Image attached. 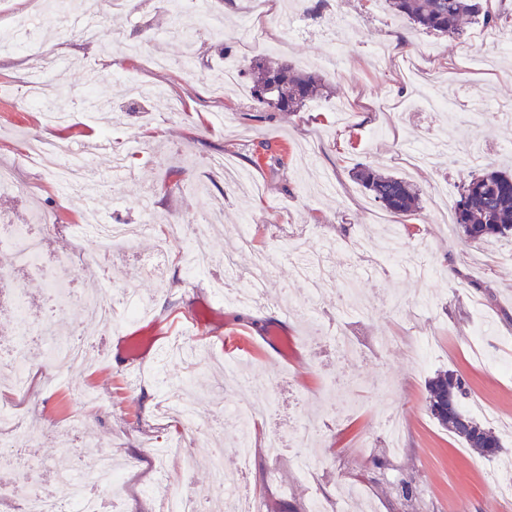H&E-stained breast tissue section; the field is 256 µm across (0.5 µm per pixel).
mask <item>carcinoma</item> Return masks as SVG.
<instances>
[{
	"instance_id": "1",
	"label": "carcinoma",
	"mask_w": 512,
	"mask_h": 512,
	"mask_svg": "<svg viewBox=\"0 0 512 512\" xmlns=\"http://www.w3.org/2000/svg\"><path fill=\"white\" fill-rule=\"evenodd\" d=\"M391 12L408 20L413 28L442 36L457 37L462 24L481 20L487 28H497L502 13L491 0H386ZM248 75L254 102L262 110L299 112L319 96L322 78L298 70L286 62L254 59ZM353 178L369 192L374 202L399 216L420 213L419 190L412 180L395 174H382L360 166ZM453 224L462 241L477 242L512 238V174L483 168L464 184L453 211ZM469 384L460 374L440 371L427 383V407L438 424L466 447L492 459L504 451L500 435L472 416L465 399Z\"/></svg>"
}]
</instances>
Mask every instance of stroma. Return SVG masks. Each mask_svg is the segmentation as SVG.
<instances>
[{
	"label": "stroma",
	"instance_id": "obj_1",
	"mask_svg": "<svg viewBox=\"0 0 512 512\" xmlns=\"http://www.w3.org/2000/svg\"><path fill=\"white\" fill-rule=\"evenodd\" d=\"M208 26L176 31L159 0H97L101 41L63 30L57 15L38 11L37 0H0V24L35 13L31 49L0 54V165L16 168L27 195L0 196V225L20 224L32 211L46 260L86 258L77 290L99 288L101 277L134 289L147 300V318L166 336V350L147 356L135 375L125 360L109 355L102 340L88 346L80 371H63L31 345L33 389L22 400L0 394V407L26 412L35 444L16 467H0V483L17 497L46 488L49 465L73 447L72 416L83 418L97 448L125 468L121 497L108 512H163L152 488L189 483L209 505L220 504L208 464L216 449L224 466L239 465L238 427L225 422V404L271 401L251 428L249 467L255 503L262 512H308L321 495L329 512L351 504L353 512H512L497 486H512V375L499 361L512 359V241L461 243L451 211L435 206L434 188L456 202L474 166L460 157L416 169L405 162L409 137L446 138L476 148L482 164L512 168V56L492 70L476 69L474 57L496 55V37L474 24L457 38L424 33L386 10L382 0H327L320 14L298 12L287 28L290 0H208ZM341 24L351 35L341 58H333L323 27ZM55 66L45 92L69 101L73 115L48 123L35 105L23 104L27 80L44 58ZM285 60L319 74L323 97L302 111L262 112L245 78L221 84L225 67L244 70L256 58ZM160 87L154 98H131L129 82ZM42 136L88 155L85 174L98 200L63 188L26 161L30 137ZM108 143L109 152L99 149ZM221 157L245 170V184L226 182L210 166ZM359 163L411 179L422 211L412 220L386 212L352 176ZM103 224H138L152 215V233L134 247L105 254L85 230L88 213ZM213 223L205 246L211 266L184 255L188 242L166 239L167 224ZM252 224L253 250L278 256L259 303L240 304L253 250L240 247L236 229ZM393 237L400 250L416 249L435 267L427 280L384 274L378 245ZM295 237L327 254L336 270L358 265L360 295L370 314L347 310L332 280L319 292L279 257ZM236 261L230 295L214 288L224 278L225 254ZM311 302L312 317L282 314L284 303ZM287 320L298 344L287 355L265 339L268 327ZM252 339L250 351L229 350L220 331ZM195 332L199 355L172 356L170 347ZM352 336L358 352L343 353L334 336ZM246 375L273 380L264 397L242 387L224 389V364ZM452 370L469 383L466 406L474 417L496 413L504 437L502 458L479 457L444 430L427 409L426 383ZM191 384L194 425L175 409V387ZM298 419L311 428L307 453L314 468L300 472L296 450L270 458L267 439ZM398 420L400 438L386 435ZM174 445L190 451L197 465L182 478L175 461L157 451ZM413 490L411 500L400 494Z\"/></svg>",
	"mask_w": 512,
	"mask_h": 512
}]
</instances>
